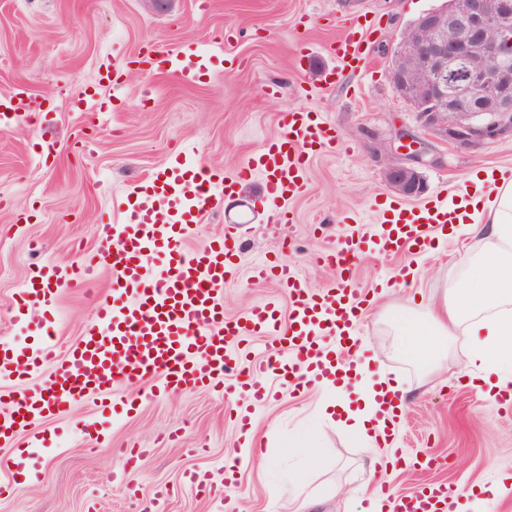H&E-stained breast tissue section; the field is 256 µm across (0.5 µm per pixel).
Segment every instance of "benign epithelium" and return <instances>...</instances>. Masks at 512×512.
<instances>
[{
    "instance_id": "1",
    "label": "benign epithelium",
    "mask_w": 512,
    "mask_h": 512,
    "mask_svg": "<svg viewBox=\"0 0 512 512\" xmlns=\"http://www.w3.org/2000/svg\"><path fill=\"white\" fill-rule=\"evenodd\" d=\"M394 93L421 128L464 147L512 138V0H444L423 12L393 51ZM414 155L386 182L402 196L425 189Z\"/></svg>"
}]
</instances>
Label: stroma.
Here are the masks:
<instances>
[{
	"label": "stroma",
	"instance_id": "1",
	"mask_svg": "<svg viewBox=\"0 0 512 512\" xmlns=\"http://www.w3.org/2000/svg\"><path fill=\"white\" fill-rule=\"evenodd\" d=\"M438 3L0 0V97L23 84L41 104L37 121L0 131V337L20 349L36 345L33 326L15 319L18 288L45 260L79 262L84 250L97 246L101 220L124 223L126 198L146 173L184 151L214 173L232 175L282 133V115L293 109L333 127L342 147L311 160L301 194L287 203L289 222L264 223L257 175L240 184L235 202L193 225L184 242L188 250L203 247L238 223L242 256L224 290L227 317H244L271 297L287 309L279 288L249 278L250 266L267 257L287 255L312 287L336 284L335 268L321 256L341 230L371 234L380 224L375 201L396 197L385 172L396 160L389 144L399 130L418 135L429 159L422 169L426 188L409 205L430 199L449 204L472 194L490 200L489 186H477L475 178L512 168V138L463 148L424 133L388 79L401 33ZM364 17L376 22L365 70L327 84V44L345 23ZM188 47L224 53L233 68L208 65L186 85L176 74L147 75L135 64L157 50ZM106 69L114 82H102ZM84 88L112 101V110L73 111L72 94ZM480 250L479 240L451 234L421 252L359 260L354 285L373 292L359 337L371 348L375 372L398 376L408 391L399 439L389 447L369 449L321 415L320 406L337 398L358 408L352 386L282 393L257 410L259 450L240 465L229 510L224 493L204 496L184 482L185 472L205 470L220 487L226 457L242 446L221 395L198 389L147 399L94 438L79 431L95 410L89 400L22 434L26 443L47 439L25 462L38 480L0 494V512H295L292 484L309 500L307 512H367L380 482L398 491L438 480L467 489L512 484V411L471 386L467 331L456 329L438 366L415 364L397 349L401 307L456 282L462 258ZM402 265L416 270L412 285L395 284ZM110 287L105 265L86 287L58 292L48 314L58 349L78 340L93 319L94 299ZM309 436L316 439L313 461L299 447ZM132 446L149 451L134 495L124 480V451ZM422 455L446 458L447 465L421 469L416 459Z\"/></svg>",
	"mask_w": 512,
	"mask_h": 512
}]
</instances>
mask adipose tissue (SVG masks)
Segmentation results:
<instances>
[{
	"label": "adipose tissue",
	"mask_w": 512,
	"mask_h": 512,
	"mask_svg": "<svg viewBox=\"0 0 512 512\" xmlns=\"http://www.w3.org/2000/svg\"><path fill=\"white\" fill-rule=\"evenodd\" d=\"M482 179L494 186L492 202L484 205L472 199L467 207L471 219L463 225L464 231L481 237V253L464 258L461 281L448 292L411 303L405 320L397 324V333L404 356L418 360L426 358L442 337L468 325L467 362L482 372L474 386L492 396L512 385V377L504 373L505 368H512V181L489 171ZM355 372L361 411L329 401L321 412L328 419L339 416L351 435L373 447L384 439L376 395L386 390L402 397L406 390L399 380L373 379L367 362L358 363Z\"/></svg>",
	"instance_id": "ef3b65f1"
}]
</instances>
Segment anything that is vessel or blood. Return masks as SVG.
I'll return each mask as SVG.
<instances>
[{
	"mask_svg": "<svg viewBox=\"0 0 512 512\" xmlns=\"http://www.w3.org/2000/svg\"><path fill=\"white\" fill-rule=\"evenodd\" d=\"M374 20L353 22L329 45L335 61L330 74L342 78L365 68L367 33ZM144 72L173 71L194 83L203 63L173 52L144 56ZM40 108L24 85L0 98V127L29 121ZM284 133L256 157L225 179L224 198L234 200L237 187L254 173L264 179L266 223H287L284 201L304 186L307 159L320 150L338 147L331 128L312 113L291 110L283 115ZM213 173L201 163L178 164L152 173L128 201V218L105 225L125 249L109 256L106 245L65 268L41 265L20 288L16 316L27 319L31 302L50 307L59 289L89 282L103 259L112 261V288L96 301L94 320L80 340L57 352L42 340L32 354L18 352L0 339V375L15 384L8 411L0 412V439H12L25 427L66 411L81 400L98 397V413L107 418L126 408L116 389L153 384L156 391L219 388L230 402L229 420L241 435L252 433L258 406L276 397L269 382L277 375L294 392L329 379L341 380L358 350L354 331L367 304L365 293L353 288L354 270L367 253L397 256L428 247L436 230L461 223L459 206L437 204L407 207L376 202L382 216L377 234L341 233L331 240L325 260L337 270V284L313 288L286 259L262 260L250 278L271 282L288 299V318L280 320L275 303L254 306L239 320L224 315V288L241 253L235 233L212 240L194 251L184 248L190 225L199 223L212 207ZM161 261L158 274L145 272L144 262ZM253 336L269 337L264 355L250 359L246 346ZM377 491L390 512H449L453 490L442 482H427L396 492L385 483Z\"/></svg>",
	"mask_w": 512,
	"mask_h": 512,
	"instance_id": "vessel-or-blood-1",
	"label": "vessel or blood"
}]
</instances>
